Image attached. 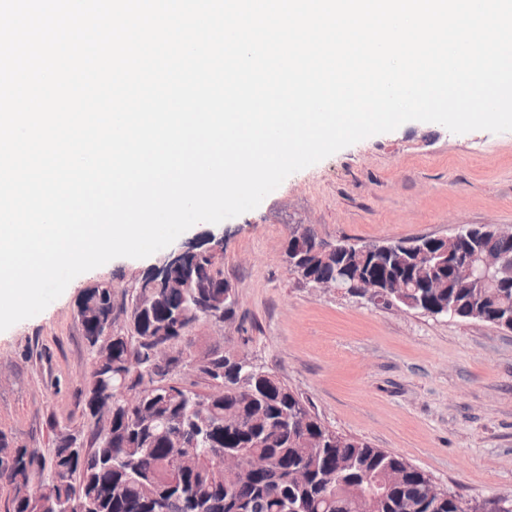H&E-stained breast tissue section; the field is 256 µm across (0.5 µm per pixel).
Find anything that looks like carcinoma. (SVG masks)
I'll use <instances>...</instances> for the list:
<instances>
[{
	"mask_svg": "<svg viewBox=\"0 0 512 512\" xmlns=\"http://www.w3.org/2000/svg\"><path fill=\"white\" fill-rule=\"evenodd\" d=\"M320 243L311 226L292 231L288 248L307 255L294 270L298 280L341 276L350 285L361 273L385 280L415 274L442 287L406 288L396 304L435 317L448 316L452 307L457 319L498 328L512 322V275L488 282L454 272L477 254L504 250L492 225L457 244L420 237L388 250L343 240L327 260L310 255ZM135 289L142 290L147 311L120 309L124 329L110 338L100 328L108 315L117 320L110 289L98 283L81 294L78 316L90 355L111 372L107 382L103 372L91 373L84 390V410L95 418L90 446L83 432L59 430L47 468L36 450L0 440V479L15 488L13 512L88 501L95 512H477V502L435 489L432 478L404 458L330 428L300 394L245 354L202 357L199 371L212 390L184 405L172 394L170 374L190 353L193 331L210 311L222 309L224 320L234 319L235 289L205 271L190 289L150 288L142 278ZM159 344L177 355L154 362ZM120 389L135 393L137 404H127ZM174 440L182 444L175 462L169 457ZM221 450L260 455L268 465L220 473L212 458Z\"/></svg>",
	"mask_w": 512,
	"mask_h": 512,
	"instance_id": "carcinoma-1",
	"label": "carcinoma"
}]
</instances>
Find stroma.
<instances>
[{"label":"stroma","instance_id":"35a3bbf8","mask_svg":"<svg viewBox=\"0 0 512 512\" xmlns=\"http://www.w3.org/2000/svg\"><path fill=\"white\" fill-rule=\"evenodd\" d=\"M300 221L331 244L442 237L461 224L510 228L512 132L411 121L291 174L254 210L183 234L221 237L238 298L224 333L198 324L199 353L248 354L332 429L403 457L463 499L512 493V331L314 290L285 260ZM154 262L117 258L85 272L43 312L0 332V439L9 447L49 459L60 427L89 431L79 295L105 278L114 305H130Z\"/></svg>","mask_w":512,"mask_h":512}]
</instances>
